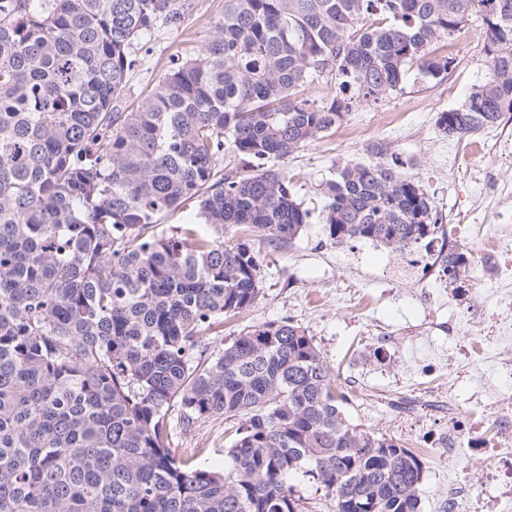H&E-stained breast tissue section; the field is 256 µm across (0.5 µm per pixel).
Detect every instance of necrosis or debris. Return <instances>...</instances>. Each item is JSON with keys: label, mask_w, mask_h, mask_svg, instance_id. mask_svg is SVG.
<instances>
[{"label": "necrosis or debris", "mask_w": 512, "mask_h": 512, "mask_svg": "<svg viewBox=\"0 0 512 512\" xmlns=\"http://www.w3.org/2000/svg\"><path fill=\"white\" fill-rule=\"evenodd\" d=\"M448 235L465 251L470 266L492 268L494 276L471 277L469 288L485 293L486 302L471 310V324L479 329V340L470 342L464 356L492 363L490 375L477 379L464 400H457L456 383H449L448 430L433 433L432 447L456 457L459 448L490 459L484 496L476 498L477 512H512V401L502 394L512 392V360L491 357L490 349L512 348V238L502 225L491 224L476 231L457 224Z\"/></svg>", "instance_id": "obj_1"}]
</instances>
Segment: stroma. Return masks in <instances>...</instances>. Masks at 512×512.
<instances>
[{
  "label": "stroma",
  "instance_id": "1",
  "mask_svg": "<svg viewBox=\"0 0 512 512\" xmlns=\"http://www.w3.org/2000/svg\"><path fill=\"white\" fill-rule=\"evenodd\" d=\"M184 3L180 20L142 39L126 77L124 105L153 90L172 57L192 54L214 36L224 0ZM433 51L452 60L443 79L409 70L400 90L375 103L353 101L332 133L279 161L295 197L310 212L308 222L292 244L263 249L259 297L246 311L225 318L221 334L194 348L192 358L204 361L251 326L288 320L305 328L339 389L350 395L349 418L374 434L399 439L423 458L422 512H449V484L462 475L476 492H484L487 463L467 449L451 463L430 448L429 431L446 428L448 418L427 406L423 394L447 387L454 374L429 375L425 368L432 345L455 354V344L436 325L450 319L465 323L471 301L451 292L436 305L424 304L399 253L369 240L336 242L322 219V189L338 169L395 158L400 172L427 194L438 223L512 229V206L502 205L504 196L512 195V112L463 140L443 136L435 125L437 113L460 106L490 75L481 16H472L459 37L435 44ZM170 436L172 447L202 449L200 466L223 468L231 440L224 421L188 428L174 421Z\"/></svg>",
  "mask_w": 512,
  "mask_h": 512
}]
</instances>
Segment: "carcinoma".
<instances>
[{"label":"carcinoma","mask_w":512,"mask_h":512,"mask_svg":"<svg viewBox=\"0 0 512 512\" xmlns=\"http://www.w3.org/2000/svg\"><path fill=\"white\" fill-rule=\"evenodd\" d=\"M180 0H0V512H299L289 478L335 512H420L424 462L350 420L313 338L252 326L191 351L256 301L262 248L309 218L274 161L348 115L305 84L364 100L483 14L489 78L438 130L464 139L512 111V0H224L215 35L118 111L136 46ZM230 150L239 165L224 168ZM329 236L392 252L430 236L432 205L397 162L345 164L323 188ZM196 200L208 236L161 220ZM448 283L469 278L460 253ZM238 421L227 468L170 448ZM336 93H339L338 85L336 84V78L331 74H324L318 78H315L303 92V97L315 101L317 104H325L332 101L336 97Z\"/></svg>","instance_id":"cac0c4a2"}]
</instances>
